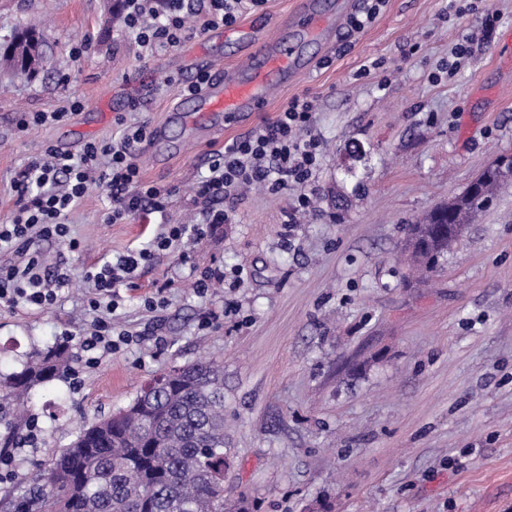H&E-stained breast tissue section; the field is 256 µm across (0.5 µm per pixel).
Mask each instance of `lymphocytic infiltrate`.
Here are the masks:
<instances>
[{
  "label": "lymphocytic infiltrate",
  "mask_w": 512,
  "mask_h": 512,
  "mask_svg": "<svg viewBox=\"0 0 512 512\" xmlns=\"http://www.w3.org/2000/svg\"><path fill=\"white\" fill-rule=\"evenodd\" d=\"M262 0H127L124 25L148 51L173 47L192 30L230 26L246 9ZM315 104L308 96H297L274 120L249 135L237 138L216 154L209 174L198 182L194 200L201 220L194 224H166L139 251L116 256L88 271L86 303L95 318L82 341L87 364L97 355H107L134 343L129 333L115 332L112 316L118 308L116 288L131 282L140 265L154 255L189 238L200 237L206 228L230 219L223 201H235L244 186L260 185L273 193L299 187L295 200L299 211L312 205L309 185L319 167L320 143L312 136ZM149 135L144 122L125 124L118 137L87 142L74 154L46 147L31 156L13 182L16 197L13 216L0 223V249L20 255L18 262L0 266V301L15 307L45 309L71 284L65 261L47 268L39 252L29 251L34 239H57L70 249L79 244L69 238L68 221L86 196L91 183L106 192L109 221L117 224L140 212L165 215L170 190L141 179L136 162L141 144Z\"/></svg>",
  "instance_id": "1"
}]
</instances>
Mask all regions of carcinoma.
Listing matches in <instances>:
<instances>
[{
  "mask_svg": "<svg viewBox=\"0 0 512 512\" xmlns=\"http://www.w3.org/2000/svg\"><path fill=\"white\" fill-rule=\"evenodd\" d=\"M35 35L4 50L28 74L43 62ZM512 180V156L485 168L461 193L408 225L411 264L425 282L498 188ZM71 369L69 345L49 349L0 377V455L22 437L17 419L31 391ZM224 367L200 358L171 380L157 373L129 405L79 429L26 490L24 512H224Z\"/></svg>",
  "mask_w": 512,
  "mask_h": 512,
  "instance_id": "1",
  "label": "carcinoma"
}]
</instances>
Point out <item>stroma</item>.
<instances>
[{"label":"stroma","instance_id":"stroma-1","mask_svg":"<svg viewBox=\"0 0 512 512\" xmlns=\"http://www.w3.org/2000/svg\"><path fill=\"white\" fill-rule=\"evenodd\" d=\"M298 0H265L224 30L189 34L145 53L112 23L113 0H0V40L31 27L48 64L20 77L0 60V220L12 183L47 146L79 153L117 135L130 100L148 125L165 122L199 69L240 65L250 39L290 32ZM444 0H388L371 27L341 29L331 47L305 37L309 71L277 86L237 125L186 113L167 141L142 144L144 182L172 189L168 219L189 224L193 187L232 139L275 119L288 102L316 104L322 142L314 213L288 222L295 190L251 187L231 221L142 265L121 286L117 329L140 344L62 376L28 401L41 440L12 451L0 499L22 495L78 428L127 406L155 372L207 355L224 364V502L249 512H512V182L479 214L431 281L416 284L402 244L408 224L461 192L498 156H512V0H481L460 15ZM497 21L484 32L486 12ZM484 33L452 77L455 43ZM88 43L81 57L70 50ZM381 60L383 68L360 75ZM177 83H169L171 75ZM83 107L58 124L22 116ZM103 188L70 216L78 250L35 240L47 264L65 259L72 284L42 310L0 302V374L34 353L80 339L84 274L159 233L144 213L107 221ZM209 275L207 296L190 284ZM163 289L165 302L143 307ZM165 344H155V337Z\"/></svg>","mask_w":512,"mask_h":512}]
</instances>
